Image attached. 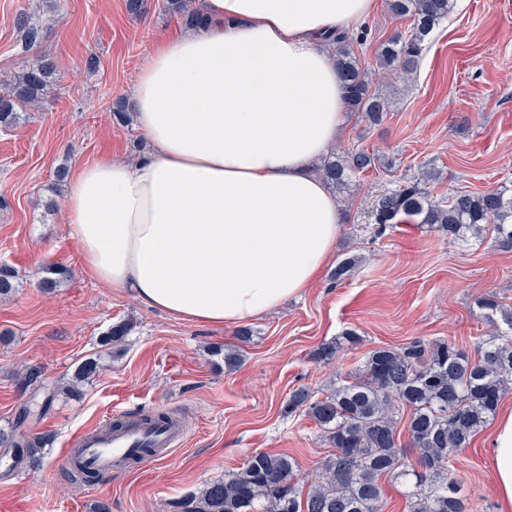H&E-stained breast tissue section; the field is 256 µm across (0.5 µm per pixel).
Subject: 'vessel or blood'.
<instances>
[{"label": "vessel or blood", "mask_w": 512, "mask_h": 512, "mask_svg": "<svg viewBox=\"0 0 512 512\" xmlns=\"http://www.w3.org/2000/svg\"><path fill=\"white\" fill-rule=\"evenodd\" d=\"M181 427L165 424L147 430L129 421L113 425H101L79 435L71 443L69 455L95 461L99 472L108 474L125 458H128L138 441L152 439L156 447L168 449L178 446L184 439Z\"/></svg>", "instance_id": "vessel-or-blood-1"}]
</instances>
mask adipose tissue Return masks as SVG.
I'll list each match as a JSON object with an SVG mask.
<instances>
[{"instance_id": "adipose-tissue-1", "label": "adipose tissue", "mask_w": 512, "mask_h": 512, "mask_svg": "<svg viewBox=\"0 0 512 512\" xmlns=\"http://www.w3.org/2000/svg\"><path fill=\"white\" fill-rule=\"evenodd\" d=\"M377 0H205L132 87L150 148L77 168L64 209L98 281L177 318L236 325L300 296L333 257L340 205L314 172L341 138L337 29ZM512 512V410L490 435Z\"/></svg>"}]
</instances>
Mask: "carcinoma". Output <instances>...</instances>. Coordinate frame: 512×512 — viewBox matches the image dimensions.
I'll list each match as a JSON object with an SVG mask.
<instances>
[{
  "label": "carcinoma",
  "instance_id": "1",
  "mask_svg": "<svg viewBox=\"0 0 512 512\" xmlns=\"http://www.w3.org/2000/svg\"><path fill=\"white\" fill-rule=\"evenodd\" d=\"M169 7L190 26L203 21V14L189 8L187 0H169ZM450 8L451 0H389L393 16L411 20V31L398 32L382 44L380 68L406 77L415 73L428 36L448 18ZM17 26L25 50L38 48L44 36L39 17L24 8ZM336 54L348 109L370 125L381 122L387 104L370 91L369 77L359 68L348 35L339 37ZM53 73V64L42 59L12 76L0 93L1 128L17 126L26 108L39 105ZM373 165L374 155L357 150L329 156L318 172L332 188L347 190L355 174ZM403 216L461 241L469 234L477 237L489 231L495 246L512 249V193L501 189L460 190L444 201L431 196L420 182L406 181L380 198L376 223L397 224ZM67 277L66 269L50 266L40 285L53 290ZM17 280V271L1 262L0 296L10 295ZM479 306L499 316L502 327L480 340L472 355L448 339L418 338L401 347L369 351L361 369L336 375V386L324 398L314 400L302 387L291 393L288 408L304 409L332 447L318 481L308 490L300 488L295 458L258 452L239 472L207 484L199 499L179 503L181 512H382L386 477L404 488L407 512H470L469 496L453 477L450 461L469 447L496 413L503 390L512 382V308L494 300H483ZM359 341L355 331L346 330L322 344L314 357L329 362L344 344ZM99 370L97 360L82 363L60 391L78 392V385ZM404 409L409 411L405 445L399 431ZM0 447L14 452L18 464L34 468L42 464V448L34 439L0 429ZM97 478V471L87 464L68 472L75 484Z\"/></svg>",
  "mask_w": 512,
  "mask_h": 512
}]
</instances>
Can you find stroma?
Returning a JSON list of instances; mask_svg holds the SVG:
<instances>
[{
  "label": "stroma",
  "instance_id": "35a3bbf8",
  "mask_svg": "<svg viewBox=\"0 0 512 512\" xmlns=\"http://www.w3.org/2000/svg\"><path fill=\"white\" fill-rule=\"evenodd\" d=\"M378 2L350 36L391 110L377 126L348 113L336 144L375 156L342 204L346 220L334 255L360 262L343 281L324 271L302 296L247 321L251 336L242 343L235 327L177 318L95 280L68 235L64 210L50 207L59 197L57 168L106 156L134 161L147 152L144 135L112 111L132 108L140 66L159 37L184 30L182 18L167 10V0H144L137 18L125 0H53L40 47L26 53L16 16L29 0H0V84L40 56L56 74L37 110L16 128H0V262L19 275L18 290L0 298V428L51 437L39 468L11 470L0 461V512H92L101 500L112 512H177V503L257 452L291 455L308 476L331 448L312 418L289 410L294 389L324 397L337 371L359 367L379 346L445 338L470 351L495 332L478 302L512 307V249L486 237L454 241L406 218L382 229L375 212L381 194L426 170L438 174L427 185L437 198L457 190L512 192V0H457L409 80L376 70L381 44L409 26L391 16L387 0ZM92 54L99 58L94 70L85 66ZM51 265L70 276L47 292L39 281ZM120 322L129 323L128 335L102 346L101 336ZM348 329L358 343L331 363L314 359ZM224 344L239 345L243 355L231 371L210 353ZM89 358L99 360V373L76 395L56 393ZM26 367L41 371L40 390L21 383ZM40 402L47 405L42 417L18 423L27 404ZM147 409L185 415L181 446L89 484L67 480L64 456L77 435ZM489 436L482 429L453 461L472 512H500Z\"/></svg>",
  "mask_w": 512,
  "mask_h": 512
}]
</instances>
